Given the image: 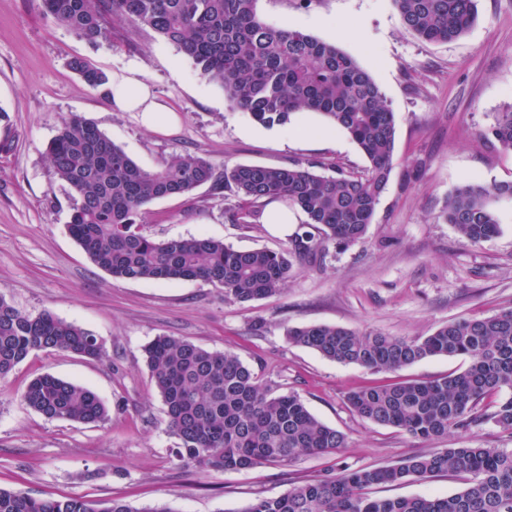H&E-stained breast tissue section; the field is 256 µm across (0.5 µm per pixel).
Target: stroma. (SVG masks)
<instances>
[{"label":"stroma","instance_id":"35a3bbf8","mask_svg":"<svg viewBox=\"0 0 512 512\" xmlns=\"http://www.w3.org/2000/svg\"><path fill=\"white\" fill-rule=\"evenodd\" d=\"M256 10L270 25L302 29L352 54L394 114L396 148L362 242L330 246L322 268L299 265L281 295L240 303L200 280H119L91 261L68 231L70 190L47 158L61 121L77 114L95 122L146 170L182 151L219 168L314 162L327 175L339 167L357 173L367 165L357 145L317 114L266 127L230 109L223 89L151 29L117 22L92 45L54 22L41 0H0V294L27 313L48 311L90 330L105 348L99 359L39 352L0 382V489L44 499L116 498L173 512H241L255 498L280 496L336 467L397 463L423 442L363 420L345 403L350 390L389 382V375L293 345L287 328L331 324L412 338L512 304V204L500 208L499 234L477 247L442 218L464 181L512 182V155L478 137L512 107V0H478L473 27L439 45L404 28L392 0H257ZM76 57L109 76L138 62L158 100L179 114V126L155 133L135 113L112 109L70 69ZM303 125L323 137L291 140ZM239 205L232 191L216 195L205 185L149 203L141 222L157 239L205 235L238 250L287 249L289 238L275 225L231 222ZM163 335L235 353L282 391L297 392L311 413L344 434V448L244 470L178 465L143 355L144 345ZM44 373L95 392L108 420L79 425L27 407L20 395ZM462 487L439 476L378 494L447 496Z\"/></svg>","mask_w":512,"mask_h":512}]
</instances>
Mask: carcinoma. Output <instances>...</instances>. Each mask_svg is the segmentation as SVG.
Segmentation results:
<instances>
[{"label":"carcinoma","instance_id":"1","mask_svg":"<svg viewBox=\"0 0 512 512\" xmlns=\"http://www.w3.org/2000/svg\"><path fill=\"white\" fill-rule=\"evenodd\" d=\"M257 0H43L46 13L81 39L105 37L109 18L148 27L219 85L233 110L264 126L284 125L314 112L343 129L365 156L360 174L316 171V164L269 167L239 164L224 170L209 160L174 152L157 170L141 168L92 121L62 120L48 145L57 177L73 201L68 228L88 257L116 279L201 280L245 303L282 293L299 264L323 257L329 244L361 242L392 171L394 113L372 75L334 43L297 28H278L256 12ZM403 26L428 43H448L477 19V0H392ZM93 89L107 76L84 60L71 63ZM493 150L512 154V107L479 133ZM233 191L246 206L230 215L252 224L250 205L283 199L306 222L281 252L236 250L198 237L157 240L140 224L148 203L192 193L203 185ZM512 200V182L467 181L448 198L445 220L469 246L499 233L495 204ZM288 340L344 365L397 373L431 357H462L460 371L430 381L402 379L350 391L356 416L430 444L453 431L487 422L512 437V305L484 317L463 318L416 338L359 332L336 325L288 330ZM92 359L104 345L90 331L49 312L31 316L0 296V380L40 351ZM162 398L176 457L215 471L286 465L304 454H330L345 436L313 415L294 391L264 380L231 351H211L176 336L143 347ZM26 406L47 419L103 422L108 409L90 389L52 374L29 382ZM446 474L466 480L442 497L375 495L382 486ZM0 512H171L134 509L119 499L36 498L0 490ZM242 512H512V448H434L396 464L331 470L294 485L277 498H259Z\"/></svg>","mask_w":512,"mask_h":512}]
</instances>
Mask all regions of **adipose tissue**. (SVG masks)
<instances>
[{"instance_id": "ef3b65f1", "label": "adipose tissue", "mask_w": 512, "mask_h": 512, "mask_svg": "<svg viewBox=\"0 0 512 512\" xmlns=\"http://www.w3.org/2000/svg\"><path fill=\"white\" fill-rule=\"evenodd\" d=\"M110 98L115 109L137 113L141 125L148 130L166 132L179 121L175 112L156 101L136 64H129L123 73L113 77Z\"/></svg>"}]
</instances>
